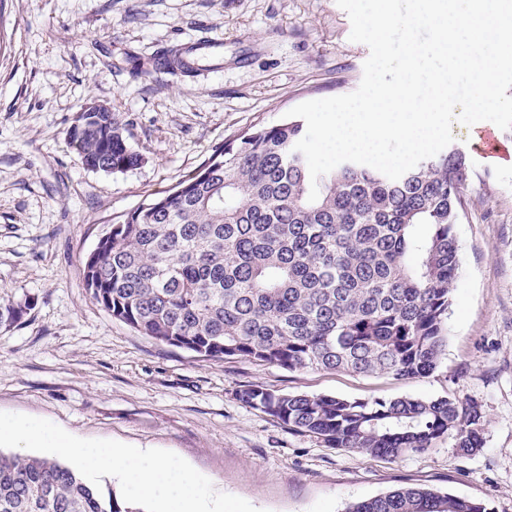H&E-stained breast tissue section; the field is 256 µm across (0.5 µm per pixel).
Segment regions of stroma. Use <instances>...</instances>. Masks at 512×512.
Wrapping results in <instances>:
<instances>
[{
    "label": "stroma",
    "mask_w": 512,
    "mask_h": 512,
    "mask_svg": "<svg viewBox=\"0 0 512 512\" xmlns=\"http://www.w3.org/2000/svg\"><path fill=\"white\" fill-rule=\"evenodd\" d=\"M335 0H5L0 5V412L84 439L172 451L215 490L259 512H346L401 487L512 512V129L485 157L463 133L471 179L456 231L461 265L446 346L428 376L288 371L239 357L204 360L114 320L84 288L105 230L197 171L213 149L273 126L296 105L355 91L369 48ZM210 45L194 72L169 50ZM111 107L144 158L88 169L67 142L87 104ZM279 393L393 399L452 396L484 413V446L453 439L399 457L332 447L241 403Z\"/></svg>",
    "instance_id": "1"
}]
</instances>
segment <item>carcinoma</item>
<instances>
[{
    "instance_id": "cac0c4a2",
    "label": "carcinoma",
    "mask_w": 512,
    "mask_h": 512,
    "mask_svg": "<svg viewBox=\"0 0 512 512\" xmlns=\"http://www.w3.org/2000/svg\"><path fill=\"white\" fill-rule=\"evenodd\" d=\"M299 119L215 148L175 189L112 225L85 262L90 298L139 333L205 359L402 379L433 372L460 268L456 225L471 175L459 147L397 180L345 162L318 180L294 150ZM69 145L86 166L142 163L112 112H81ZM239 400L335 448L398 457L451 436L470 455L484 416L452 397L345 399L250 386ZM0 512H144L43 457L0 454ZM346 512H487L401 488Z\"/></svg>"
}]
</instances>
